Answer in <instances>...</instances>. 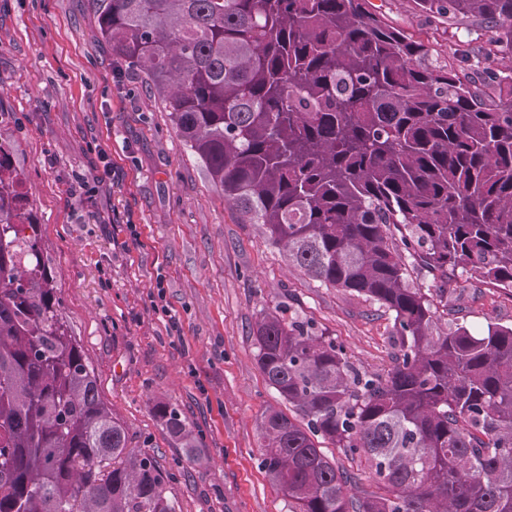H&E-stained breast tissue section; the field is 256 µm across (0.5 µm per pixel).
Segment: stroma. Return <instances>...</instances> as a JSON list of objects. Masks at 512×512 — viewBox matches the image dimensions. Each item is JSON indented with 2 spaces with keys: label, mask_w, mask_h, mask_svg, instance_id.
<instances>
[{
  "label": "stroma",
  "mask_w": 512,
  "mask_h": 512,
  "mask_svg": "<svg viewBox=\"0 0 512 512\" xmlns=\"http://www.w3.org/2000/svg\"><path fill=\"white\" fill-rule=\"evenodd\" d=\"M369 2L460 73L472 74L488 46L487 30L467 22L433 29L412 0ZM0 136L13 145L62 313L101 397L132 446L157 459L178 512H288L259 466L260 416L280 403L255 357L261 310L312 320L356 367L381 374L398 351L392 313L288 268L102 40L90 0H0ZM108 163L119 178L86 196L83 183ZM158 284L165 314L150 298ZM448 285L471 331L512 324V294L461 276ZM161 403L199 430L206 466L188 463L163 429Z\"/></svg>",
  "instance_id": "stroma-1"
}]
</instances>
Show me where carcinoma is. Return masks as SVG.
<instances>
[{
  "label": "carcinoma",
  "instance_id": "cac0c4a2",
  "mask_svg": "<svg viewBox=\"0 0 512 512\" xmlns=\"http://www.w3.org/2000/svg\"><path fill=\"white\" fill-rule=\"evenodd\" d=\"M477 21L476 77L430 62L368 0H92L224 193L288 266L394 315L387 375L298 314L263 310L258 367L288 410L261 415L260 467L289 512H512V326L473 332L448 275L512 288V0H413ZM0 141V512H176L64 320L39 224ZM433 273L434 292L416 284ZM156 413L196 463L199 433ZM328 444L364 460L350 492Z\"/></svg>",
  "mask_w": 512,
  "mask_h": 512
}]
</instances>
